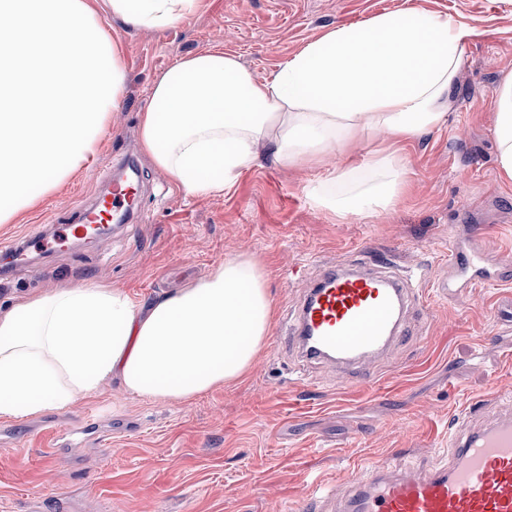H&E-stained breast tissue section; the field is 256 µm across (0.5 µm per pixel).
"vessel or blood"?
<instances>
[{
    "instance_id": "b4317fda",
    "label": "vessel or blood",
    "mask_w": 512,
    "mask_h": 512,
    "mask_svg": "<svg viewBox=\"0 0 512 512\" xmlns=\"http://www.w3.org/2000/svg\"><path fill=\"white\" fill-rule=\"evenodd\" d=\"M136 194L132 180L117 179L108 198L90 216L106 222L128 209ZM67 235L35 232L5 248L10 264L28 262L30 249L53 253L67 237L82 240L85 224L68 225ZM483 233L469 244L451 245L448 267L464 283L463 300L473 290L512 277L491 268ZM428 314L429 301L414 293L407 275L378 260L346 269L322 264L315 280L286 314L284 342L307 363L330 360L364 369L409 334L411 313ZM339 512H512V415L495 416L477 427L460 426L448 436V458L423 468L375 465L348 487Z\"/></svg>"
}]
</instances>
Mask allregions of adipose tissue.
<instances>
[{
	"mask_svg": "<svg viewBox=\"0 0 512 512\" xmlns=\"http://www.w3.org/2000/svg\"><path fill=\"white\" fill-rule=\"evenodd\" d=\"M198 0H0V224L38 209L96 160L128 69L102 14L164 30ZM477 31L422 8L335 27L256 80L222 46L179 57L139 115L143 151L185 195L219 194L260 155L279 168L338 162L311 184L339 216L391 211L405 159L394 143L446 120ZM496 164L512 181V74L495 92ZM362 161L348 149L370 135ZM273 301L263 267L225 255L203 278L146 302L104 283L18 298L0 309V417L62 410L120 382L176 403L236 382L264 347Z\"/></svg>",
	"mask_w": 512,
	"mask_h": 512,
	"instance_id": "obj_1",
	"label": "adipose tissue"
}]
</instances>
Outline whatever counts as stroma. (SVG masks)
Wrapping results in <instances>:
<instances>
[{
	"label": "stroma",
	"instance_id": "obj_1",
	"mask_svg": "<svg viewBox=\"0 0 512 512\" xmlns=\"http://www.w3.org/2000/svg\"><path fill=\"white\" fill-rule=\"evenodd\" d=\"M415 6L462 18L479 31L440 129L403 146L405 192L388 214L339 218L316 209L307 187L328 177L311 164L290 170L261 157L224 194L188 197L140 149L139 114L149 90L182 55L223 43L256 79L327 30ZM128 63L120 108L95 169L75 174L21 224H0V244L36 224L70 216L106 191L96 170L125 156L140 171L138 221L91 246L69 247L0 274V307L49 289L107 283L150 300L204 277L225 254L255 257L275 307L265 346L238 381L168 404L131 398L119 382L67 409L0 419V512H286L308 486H325L333 512L367 465L425 467L448 454L455 423L496 393L512 394V281L471 301L443 294L448 247L487 230L494 262L512 263V182L495 163L494 90L512 73V0H200L195 14L161 31L104 17ZM394 256L422 273L430 315L413 317V339L348 386L329 363L300 366L279 340L294 304L323 261L360 251ZM103 409L111 437L84 436L53 453V428Z\"/></svg>",
	"mask_w": 512,
	"mask_h": 512
}]
</instances>
